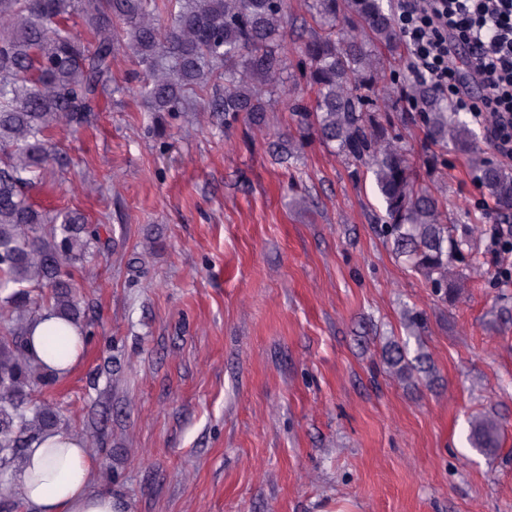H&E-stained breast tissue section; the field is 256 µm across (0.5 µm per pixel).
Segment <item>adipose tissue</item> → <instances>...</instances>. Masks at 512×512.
Listing matches in <instances>:
<instances>
[{"mask_svg": "<svg viewBox=\"0 0 512 512\" xmlns=\"http://www.w3.org/2000/svg\"><path fill=\"white\" fill-rule=\"evenodd\" d=\"M53 313L43 312L32 331V351L57 375H65L80 353V328L67 329L69 349L65 358L52 357L44 339L58 326ZM91 450L62 432L44 434L29 448L16 477L22 500L35 512H123V501L108 491H91Z\"/></svg>", "mask_w": 512, "mask_h": 512, "instance_id": "obj_1", "label": "adipose tissue"}]
</instances>
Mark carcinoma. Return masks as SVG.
<instances>
[{
    "label": "carcinoma",
    "mask_w": 512,
    "mask_h": 512,
    "mask_svg": "<svg viewBox=\"0 0 512 512\" xmlns=\"http://www.w3.org/2000/svg\"><path fill=\"white\" fill-rule=\"evenodd\" d=\"M309 21L288 61V0H0V474L54 430L49 407L26 406V390L57 376L30 355L39 310L80 322L75 273L99 238L76 210L30 201L47 167L65 161L57 125H91L112 94V54L124 38L142 71L135 93L155 112H181L211 85L207 110L224 120H265L286 94L299 129L314 131L355 169L372 173L377 219L394 253L433 288H457L455 264L470 255L469 234L447 222L441 201L417 178L400 145L394 112L442 145L469 151L473 132L428 82L410 87L388 72L380 46L397 52L399 32L383 0H308ZM82 20L86 39L71 32ZM314 95L303 104V95ZM474 169L498 212L512 214V171L479 156ZM482 453L497 446V423L471 421Z\"/></svg>",
    "instance_id": "obj_1"
}]
</instances>
